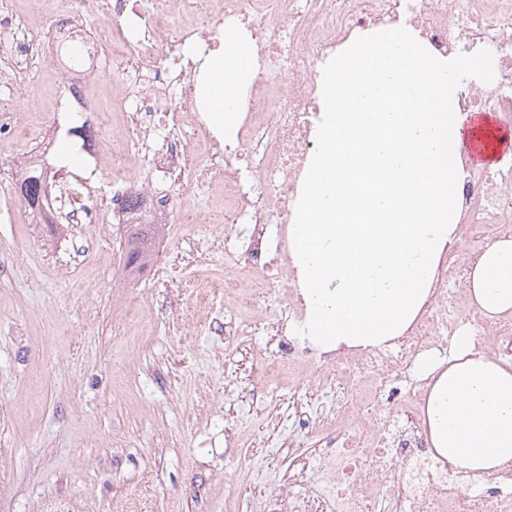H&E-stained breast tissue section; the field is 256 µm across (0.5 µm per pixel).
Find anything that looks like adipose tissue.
Returning <instances> with one entry per match:
<instances>
[{"instance_id":"1","label":"adipose tissue","mask_w":512,"mask_h":512,"mask_svg":"<svg viewBox=\"0 0 512 512\" xmlns=\"http://www.w3.org/2000/svg\"><path fill=\"white\" fill-rule=\"evenodd\" d=\"M253 65L249 42L230 32L200 70L205 109L225 130L236 123ZM471 294L483 317L512 316V239L486 245ZM417 372L430 384L423 422L437 457L470 475L495 471L512 459V362L487 358L470 336L461 335L446 355H422Z\"/></svg>"}]
</instances>
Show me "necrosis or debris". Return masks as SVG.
Masks as SVG:
<instances>
[{"label": "necrosis or debris", "instance_id": "1", "mask_svg": "<svg viewBox=\"0 0 512 512\" xmlns=\"http://www.w3.org/2000/svg\"><path fill=\"white\" fill-rule=\"evenodd\" d=\"M0 0V93L16 105L0 112V137L18 145L0 188L20 167L46 168L53 213L70 224L99 221L102 200L129 224H167L171 199L145 184L137 167L147 160L166 178L191 174L197 185L221 186L224 211L211 224H249L248 244L224 248V289H242L258 319L225 328L252 336L265 318L303 323L288 229L315 151L321 110L319 63L356 38L392 26L417 31L430 53L449 57L489 50L494 79L460 84L453 110L492 112L512 123V0ZM190 22L173 28L177 17ZM105 20L90 28V18ZM43 38H36L35 30ZM241 31L256 49V66L232 133L211 124L197 105L196 58L217 50L225 32ZM41 57L54 62L65 88L60 103L33 120L21 99L18 74ZM145 80L135 96L107 80L108 68ZM122 112L111 132L108 112ZM100 130L88 147L94 169L74 177L38 146L73 116ZM460 178L457 231L436 267L431 296L411 326L392 343L360 349L328 364L309 386L330 400L336 415L323 421L336 454L328 470L333 494L327 512H375L378 499L393 512H512V462L478 479L459 478L432 458L420 424L423 391L400 382L423 353L454 337H479L482 352L512 356V317L473 320L467 298L471 273L485 243L477 226L512 237V159L490 170L467 154L456 160ZM276 237L265 240L267 225Z\"/></svg>", "mask_w": 512, "mask_h": 512}]
</instances>
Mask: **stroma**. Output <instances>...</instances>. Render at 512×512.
Returning a JSON list of instances; mask_svg holds the SVG:
<instances>
[{
    "label": "stroma",
    "mask_w": 512,
    "mask_h": 512,
    "mask_svg": "<svg viewBox=\"0 0 512 512\" xmlns=\"http://www.w3.org/2000/svg\"><path fill=\"white\" fill-rule=\"evenodd\" d=\"M35 111L64 89L53 66L24 76ZM167 230L162 267L124 283L125 225L60 228L61 249L19 196H0V512H280L298 460L325 464L321 431L289 430L308 401L277 377L269 336L225 339L183 324L171 290L224 276V239Z\"/></svg>",
    "instance_id": "obj_1"
}]
</instances>
